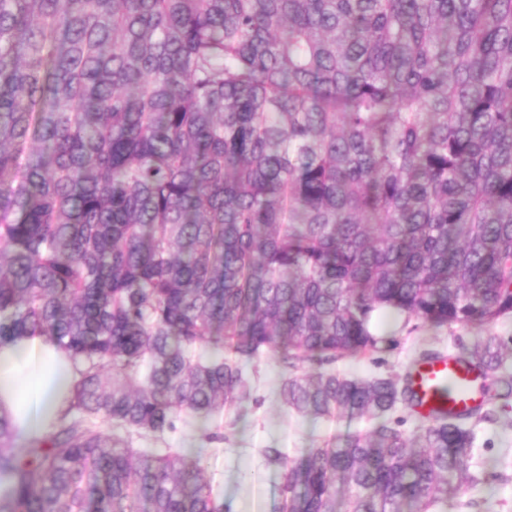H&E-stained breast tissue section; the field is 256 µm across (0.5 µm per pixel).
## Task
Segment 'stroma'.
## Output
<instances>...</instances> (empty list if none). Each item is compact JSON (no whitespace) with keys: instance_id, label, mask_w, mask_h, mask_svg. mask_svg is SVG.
Returning a JSON list of instances; mask_svg holds the SVG:
<instances>
[{"instance_id":"obj_1","label":"stroma","mask_w":512,"mask_h":512,"mask_svg":"<svg viewBox=\"0 0 512 512\" xmlns=\"http://www.w3.org/2000/svg\"><path fill=\"white\" fill-rule=\"evenodd\" d=\"M472 336V330L461 325L434 329L414 321L393 330L392 347L336 360L334 368L361 378L400 374L415 353H444L458 344H471ZM285 374L274 351L265 352L248 368L255 399L244 408L225 412L221 442L199 443L190 425L178 426L165 438V447L196 449L205 479L220 489L225 499L246 504L248 512H273L280 499V470L264 464L260 449L281 448L293 459L302 449L324 445L346 431L372 428L364 418L313 419L290 411L277 396ZM470 468L494 472L495 478L478 485L457 484L447 512H512V407L499 411L495 423L481 425Z\"/></svg>"}]
</instances>
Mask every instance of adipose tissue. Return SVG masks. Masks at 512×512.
I'll use <instances>...</instances> for the list:
<instances>
[{"mask_svg":"<svg viewBox=\"0 0 512 512\" xmlns=\"http://www.w3.org/2000/svg\"><path fill=\"white\" fill-rule=\"evenodd\" d=\"M75 379L68 356L43 337L0 344V406L8 410L21 438L48 433Z\"/></svg>","mask_w":512,"mask_h":512,"instance_id":"adipose-tissue-1","label":"adipose tissue"}]
</instances>
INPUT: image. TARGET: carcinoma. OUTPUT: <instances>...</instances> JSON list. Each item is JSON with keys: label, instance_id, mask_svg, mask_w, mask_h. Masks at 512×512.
Returning a JSON list of instances; mask_svg holds the SVG:
<instances>
[{"label": "carcinoma", "instance_id": "carcinoma-1", "mask_svg": "<svg viewBox=\"0 0 512 512\" xmlns=\"http://www.w3.org/2000/svg\"><path fill=\"white\" fill-rule=\"evenodd\" d=\"M384 312L512 317V0H0V343L78 372L26 448L0 409V512H234L154 444L181 419L222 440L269 350L321 365L280 382L289 409L374 423L259 449L279 512H431L493 480L468 461L512 338L453 353L484 401L406 436L411 372L322 368L388 343Z\"/></svg>", "mask_w": 512, "mask_h": 512}]
</instances>
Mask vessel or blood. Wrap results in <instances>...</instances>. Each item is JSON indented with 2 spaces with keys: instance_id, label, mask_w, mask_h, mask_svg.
I'll use <instances>...</instances> for the list:
<instances>
[{
  "instance_id": "obj_1",
  "label": "vessel or blood",
  "mask_w": 512,
  "mask_h": 512,
  "mask_svg": "<svg viewBox=\"0 0 512 512\" xmlns=\"http://www.w3.org/2000/svg\"><path fill=\"white\" fill-rule=\"evenodd\" d=\"M420 411L444 407L459 413L470 409L482 398L481 373L458 360L443 358L421 366L413 376Z\"/></svg>"
}]
</instances>
